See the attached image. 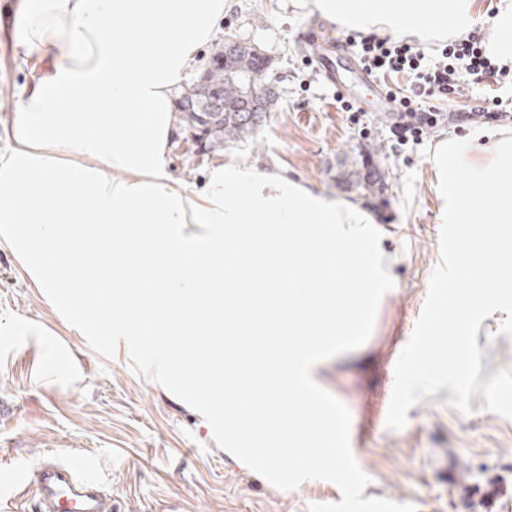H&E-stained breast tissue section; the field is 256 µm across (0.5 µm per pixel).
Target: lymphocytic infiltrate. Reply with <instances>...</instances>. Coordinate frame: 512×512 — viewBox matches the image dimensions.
<instances>
[{"label": "lymphocytic infiltrate", "mask_w": 512, "mask_h": 512, "mask_svg": "<svg viewBox=\"0 0 512 512\" xmlns=\"http://www.w3.org/2000/svg\"><path fill=\"white\" fill-rule=\"evenodd\" d=\"M346 42L357 48L363 68L386 82L384 90L396 111L386 127L385 138L395 152L420 144L427 134L451 118L440 103L458 92L460 73L480 77L502 69L499 61L487 54L481 36L473 32L450 41L433 59L417 46L390 36L352 33ZM401 75L406 78L402 86L396 82Z\"/></svg>", "instance_id": "1"}]
</instances>
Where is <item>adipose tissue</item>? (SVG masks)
Returning a JSON list of instances; mask_svg holds the SVG:
<instances>
[{"label":"adipose tissue","mask_w":512,"mask_h":512,"mask_svg":"<svg viewBox=\"0 0 512 512\" xmlns=\"http://www.w3.org/2000/svg\"><path fill=\"white\" fill-rule=\"evenodd\" d=\"M341 27L423 44L465 35L475 0H292ZM224 0H23V57L54 61L15 104L18 124L0 153V240L36 287L88 335L155 336L167 368L189 374L202 353L181 336L197 316L209 333L251 336L247 370L225 346L224 370L199 398L213 419L239 410L287 434L302 468L346 471L334 432L316 417L243 404L269 388L308 393L310 372L335 338L391 285L368 216L240 161L213 169L196 194L168 172L174 94L224 16ZM38 373L71 379L74 355L40 324Z\"/></svg>","instance_id":"obj_1"}]
</instances>
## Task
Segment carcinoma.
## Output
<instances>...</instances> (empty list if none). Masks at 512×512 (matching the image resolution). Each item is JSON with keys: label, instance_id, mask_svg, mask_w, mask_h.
<instances>
[{"label": "carcinoma", "instance_id": "obj_1", "mask_svg": "<svg viewBox=\"0 0 512 512\" xmlns=\"http://www.w3.org/2000/svg\"><path fill=\"white\" fill-rule=\"evenodd\" d=\"M216 50L200 77L185 86L176 99V120L184 133V142L195 153L212 154L228 144L255 135L268 118L270 105L251 107L231 79L229 69L245 74L256 87L269 81L266 64L249 52L236 55L224 65Z\"/></svg>", "mask_w": 512, "mask_h": 512}]
</instances>
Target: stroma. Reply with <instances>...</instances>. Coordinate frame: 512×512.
<instances>
[{
	"instance_id": "35a3bbf8",
	"label": "stroma",
	"mask_w": 512,
	"mask_h": 512,
	"mask_svg": "<svg viewBox=\"0 0 512 512\" xmlns=\"http://www.w3.org/2000/svg\"><path fill=\"white\" fill-rule=\"evenodd\" d=\"M19 0H0V149L17 114V93L35 85L44 67L24 62ZM312 14L289 0H231L210 43L199 50L207 63L225 39L251 42L270 58L280 99L255 141L213 156L188 152L174 136L169 171L191 191L202 190L213 168L246 160L274 170L317 193L360 205L377 230L392 288L376 298L362 336L346 350L328 351L314 380L339 399L353 420L372 411L375 422L359 439L354 457L370 481L364 497L409 504L414 512H458L459 498L482 502L484 512H512V419L485 409L482 394L471 414L449 404L441 389L408 411L404 429L386 426L396 361L422 312L431 273L440 261L442 200L433 160L437 145L458 138L451 127L431 132L418 146L392 152L383 137L384 118L375 112L373 88L349 78L345 92L365 113L362 123L336 109L334 86L326 83L304 47L302 32ZM462 91L443 108L463 111L474 98L499 96L512 104V75H494L480 85L462 76ZM377 153V193L349 188L343 171ZM26 318L50 331L78 359L77 379L66 385L37 379L40 350L16 348L13 319ZM504 312L483 320L477 344L481 380L512 366V338L499 327ZM8 369L0 372V512H30L34 500L17 478L23 468L47 460L92 461L112 491V512H309L314 503L341 501L336 485L308 480L282 491L230 453L218 448L210 425L168 389L137 376L126 343L112 358L91 348L65 323L43 289L25 273L9 246L0 243V350ZM460 463L462 479L449 483L444 460Z\"/></svg>"
}]
</instances>
